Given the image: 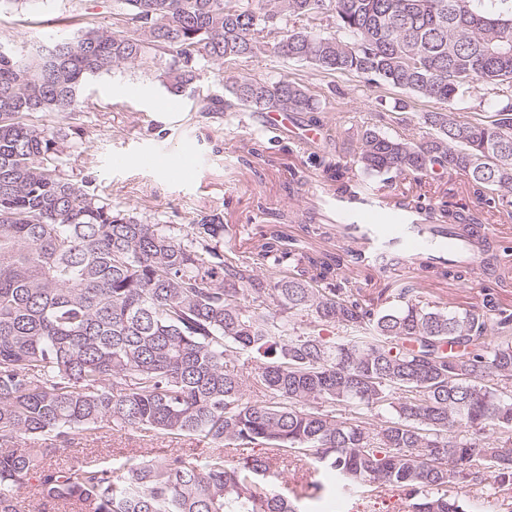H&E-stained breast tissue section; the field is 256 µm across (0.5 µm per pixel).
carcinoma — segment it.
I'll return each instance as SVG.
<instances>
[{
	"instance_id": "1",
	"label": "carcinoma",
	"mask_w": 512,
	"mask_h": 512,
	"mask_svg": "<svg viewBox=\"0 0 512 512\" xmlns=\"http://www.w3.org/2000/svg\"><path fill=\"white\" fill-rule=\"evenodd\" d=\"M123 26H88L17 57L0 51V512L39 475L40 498L67 512H311L326 488L403 493L408 512H473L494 476L512 499V313L494 292L455 308L400 281L370 303L336 277V256L279 230L242 257L224 249L223 217L186 232L146 224L63 173L58 133L33 122L75 112L95 75L165 62L156 78L194 94L202 66L246 59L347 72L442 105L428 136L356 129L355 170L388 185L410 174L431 191L438 224H457L454 179L487 211L512 216V5L481 0H118ZM331 18L335 30L314 22ZM307 25L288 29L292 20ZM498 119L453 110L476 84ZM228 99L312 125L321 102L286 78L232 77ZM322 178L348 188L341 158ZM244 358L247 371L224 367ZM260 394L250 402L249 389ZM116 428L214 448L198 463L172 452L116 466L42 462L82 431ZM258 454L234 460L244 449ZM485 461L481 468L476 461ZM323 476L285 492L272 462ZM452 487L449 495L443 488Z\"/></svg>"
}]
</instances>
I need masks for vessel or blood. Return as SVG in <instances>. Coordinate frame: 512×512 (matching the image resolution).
Listing matches in <instances>:
<instances>
[{"label":"vessel or blood","mask_w":512,"mask_h":512,"mask_svg":"<svg viewBox=\"0 0 512 512\" xmlns=\"http://www.w3.org/2000/svg\"><path fill=\"white\" fill-rule=\"evenodd\" d=\"M324 220L334 229L330 248L349 249L348 272L374 287L388 277L423 280L428 268L480 273L497 241L512 240V226L429 224L390 188L338 194L316 185Z\"/></svg>","instance_id":"obj_1"}]
</instances>
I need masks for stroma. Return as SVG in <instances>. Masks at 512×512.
<instances>
[{"label": "stroma", "instance_id": "1", "mask_svg": "<svg viewBox=\"0 0 512 512\" xmlns=\"http://www.w3.org/2000/svg\"><path fill=\"white\" fill-rule=\"evenodd\" d=\"M120 27L114 0H37L33 6L0 9V43L26 53L51 38L76 34L84 25ZM285 76L307 86L329 106L322 120L331 136L326 150L352 161L354 143L346 127L371 125L390 134H404L415 113L433 110V103L387 86L369 85L348 73H326L293 61L249 59L227 73L206 69L195 97L180 96L178 107L159 112L155 101L165 90L154 67L134 73L102 74L89 79L79 112L35 115L50 128H81L82 138L63 147V169L77 182L90 181L107 202L129 210L148 224L189 227L200 214L217 211L225 219L274 224L279 214L297 212L288 224L290 236L309 240L321 222L310 202L313 182L287 183L283 170L305 165L309 155L288 140L274 144L272 162L239 160L240 143L259 137L257 128L239 125V113L204 112L200 100L223 95V75ZM401 109H394V102ZM178 451L196 458L209 452L193 439L171 442L143 438L132 432L78 434L72 447L62 449L53 465L76 467L87 457L119 464L131 456L161 457Z\"/></svg>", "mask_w": 512, "mask_h": 512}]
</instances>
